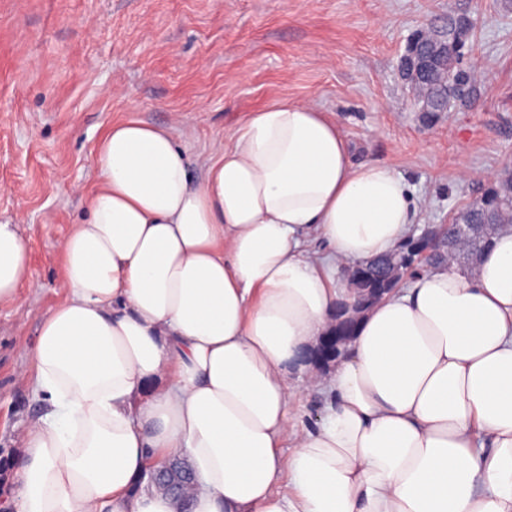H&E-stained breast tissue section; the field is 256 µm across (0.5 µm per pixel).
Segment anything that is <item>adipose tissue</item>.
<instances>
[{"label": "adipose tissue", "mask_w": 512, "mask_h": 512, "mask_svg": "<svg viewBox=\"0 0 512 512\" xmlns=\"http://www.w3.org/2000/svg\"><path fill=\"white\" fill-rule=\"evenodd\" d=\"M69 288L31 349L44 414L15 512H177L139 489L178 456L192 512H512V228L474 270L437 265L372 305L331 372L306 359L353 300L339 271L397 249L419 205L341 128L282 100L195 182L171 127L109 124ZM0 224V304L31 282ZM322 398L297 431L292 379ZM291 455H284L286 442Z\"/></svg>", "instance_id": "obj_1"}]
</instances>
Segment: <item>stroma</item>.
Returning <instances> with one entry per match:
<instances>
[{
    "mask_svg": "<svg viewBox=\"0 0 512 512\" xmlns=\"http://www.w3.org/2000/svg\"><path fill=\"white\" fill-rule=\"evenodd\" d=\"M469 9L482 80L449 112H418L397 65L411 34ZM311 103L359 161L392 167L448 223L512 169V0H0V223L32 281L0 305V500L15 489L45 314L68 294L59 242L86 216L105 126H178L195 178L251 111Z\"/></svg>",
    "mask_w": 512,
    "mask_h": 512,
    "instance_id": "stroma-1",
    "label": "stroma"
}]
</instances>
